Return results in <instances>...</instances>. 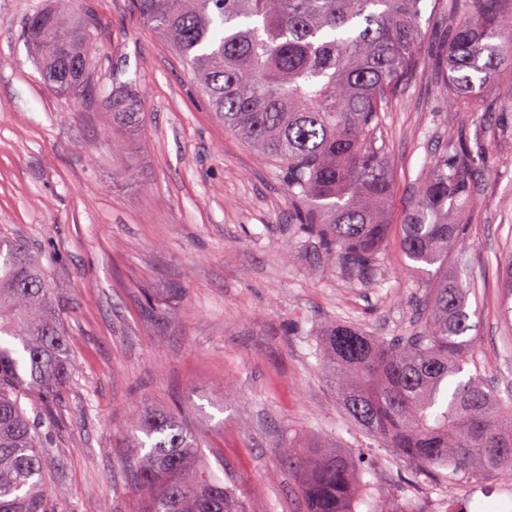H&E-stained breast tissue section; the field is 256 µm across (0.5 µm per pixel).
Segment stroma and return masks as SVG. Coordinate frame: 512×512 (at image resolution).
<instances>
[{"label": "stroma", "mask_w": 512, "mask_h": 512, "mask_svg": "<svg viewBox=\"0 0 512 512\" xmlns=\"http://www.w3.org/2000/svg\"><path fill=\"white\" fill-rule=\"evenodd\" d=\"M48 0H0V234L41 262L68 338L72 374L46 410L53 512H140L125 460L141 407L180 412L247 512H305L285 451L324 441L364 456L387 512H512V483L470 495L452 470L427 471L363 431L321 361L334 323L372 336L420 327L430 281L400 250L401 224L435 149L485 137L464 235L448 274L469 290L471 370L512 392V321L498 269L512 256V97L504 83L463 107L427 71L392 95L380 134L393 181L390 233L370 284L327 262L298 224L281 171L225 133L168 42L135 0H59L94 25L95 92L44 84L23 38ZM133 85L146 122L112 129L101 96Z\"/></svg>", "instance_id": "obj_1"}]
</instances>
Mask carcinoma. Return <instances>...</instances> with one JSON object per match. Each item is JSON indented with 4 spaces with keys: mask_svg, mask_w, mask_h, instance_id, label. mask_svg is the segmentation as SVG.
<instances>
[{
    "mask_svg": "<svg viewBox=\"0 0 512 512\" xmlns=\"http://www.w3.org/2000/svg\"><path fill=\"white\" fill-rule=\"evenodd\" d=\"M444 48L428 66L457 101L475 104L512 78V0H437ZM167 39L224 130L283 173L302 224L322 227L326 256L366 279L385 244L392 178L377 145L390 95L423 67L421 0H136ZM44 81L89 90V21L47 8L25 27ZM112 126H141L144 109L122 85L102 97ZM470 148L433 156L408 208L400 242L414 263L441 275L421 305L412 336H368L333 324L320 339L323 366L348 413L370 435L423 469L451 467L466 481L512 474V399L475 373L466 288L448 277L462 235L458 213L472 191ZM512 314V260L499 274ZM72 372L40 262L0 235V512H48L45 420L29 417L20 391L48 404ZM130 471L146 492L143 512H246L218 477L182 416L133 414ZM288 467L301 477L306 512H356L366 501L358 460L326 445L298 443Z\"/></svg>",
    "mask_w": 512,
    "mask_h": 512,
    "instance_id": "cac0c4a2",
    "label": "carcinoma"
}]
</instances>
